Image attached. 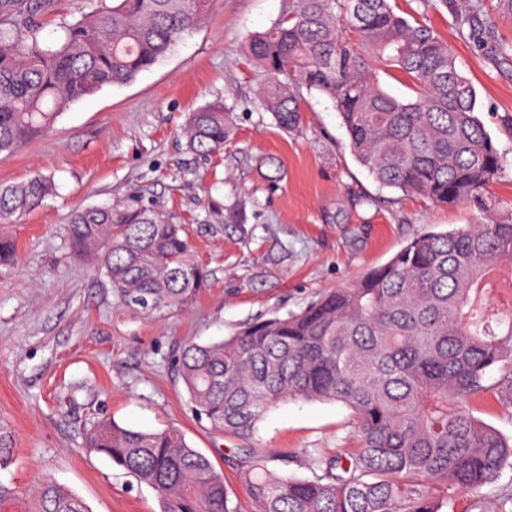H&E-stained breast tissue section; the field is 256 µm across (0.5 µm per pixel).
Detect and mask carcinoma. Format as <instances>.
<instances>
[{
  "instance_id": "cac0c4a2",
  "label": "carcinoma",
  "mask_w": 512,
  "mask_h": 512,
  "mask_svg": "<svg viewBox=\"0 0 512 512\" xmlns=\"http://www.w3.org/2000/svg\"><path fill=\"white\" fill-rule=\"evenodd\" d=\"M63 27L54 41L35 17L54 0H0V153L48 133L74 102L120 86L188 36L212 0H110ZM281 16L251 36L245 52L265 79L264 109L284 131L301 127L302 90L333 103L356 161L381 186L479 215L463 228L428 230L355 283L286 318L249 322L233 336L189 343L174 368L195 415L212 430L250 433L288 399L340 402L353 414L358 448L313 459V478L283 475L260 457L240 480L257 512H445L512 468V438L476 418L469 404L488 390L512 405V206L490 192L503 160L477 116V93L448 41L391 0H285ZM470 34L512 62V43L493 39L483 0H439ZM400 71L415 98L398 100L379 72ZM230 111L221 102L191 112L188 148L224 151ZM54 191L37 174L0 185V224ZM67 239L96 257L120 305L147 315L190 306L209 287L183 226L149 208L91 207L73 213ZM0 235V267L15 263ZM87 448L158 494L160 512H234L224 476L176 429L143 431L101 420ZM27 512H89L77 495L45 481Z\"/></svg>"
}]
</instances>
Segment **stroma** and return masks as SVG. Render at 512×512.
I'll return each mask as SVG.
<instances>
[{
    "label": "stroma",
    "instance_id": "35a3bbf8",
    "mask_svg": "<svg viewBox=\"0 0 512 512\" xmlns=\"http://www.w3.org/2000/svg\"><path fill=\"white\" fill-rule=\"evenodd\" d=\"M447 39L477 92L478 116L504 165L491 191L512 203V65L469 38L432 0H395ZM285 0H216L201 24L161 61L123 86L73 103L45 137L5 156L0 185L41 173L53 195L7 226L19 259L0 268V486L23 512L52 480L90 512H160L157 493L104 456L85 434L108 418L139 430L174 427L224 475L235 512H256L240 481L246 450L268 469L314 477V457L358 445L351 411L338 402L290 400L247 436L220 433L195 416L173 369L180 346L232 336L244 324L299 312L322 293L359 279L435 225L460 228L476 216L380 188L354 159L332 102L302 94V126L286 133L258 103L261 72L243 42L268 28ZM230 107L223 154L190 152L189 112ZM281 163L269 167V159ZM159 207L183 225L210 286L187 309L148 316L122 307L96 260L75 255L66 225L78 209ZM488 390L475 417L512 436V407ZM512 512V468L478 493L453 497L454 512Z\"/></svg>",
    "mask_w": 512,
    "mask_h": 512
}]
</instances>
